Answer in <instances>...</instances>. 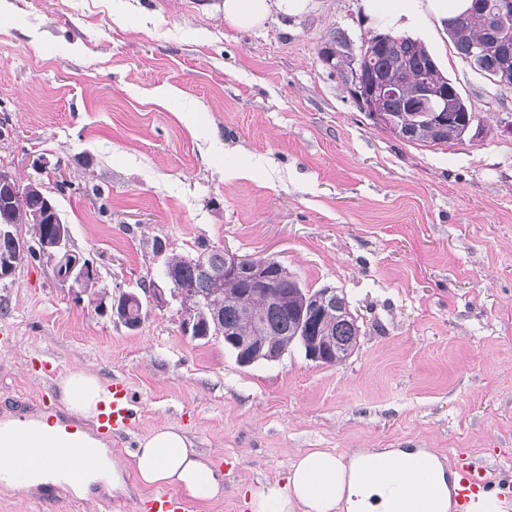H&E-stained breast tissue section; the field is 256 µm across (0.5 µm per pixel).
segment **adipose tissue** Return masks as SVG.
<instances>
[{
    "label": "adipose tissue",
    "mask_w": 512,
    "mask_h": 512,
    "mask_svg": "<svg viewBox=\"0 0 512 512\" xmlns=\"http://www.w3.org/2000/svg\"><path fill=\"white\" fill-rule=\"evenodd\" d=\"M469 0H368L366 7L376 13L389 9L393 19L428 16L445 19L464 11ZM308 0H224V18L240 27L261 25L271 14L296 17L306 12ZM58 395L67 416L76 420L95 417L111 392L95 372L71 370L60 378ZM41 434L48 447L77 446L100 458L89 469L75 492L88 493L98 486L110 493L123 489L122 470L106 456L102 439L80 434L71 439L60 424L47 417L10 416L0 420V467L11 463L18 452V438L30 431ZM422 450L385 448L345 460L335 451L310 448L290 464L287 481L251 494L252 512H396L395 503L409 494L405 485L392 484L396 475L411 472L422 458ZM137 481L145 487L167 485L184 491L199 502L224 496V479L208 457L199 454L181 428L164 426L142 437L131 455Z\"/></svg>",
    "instance_id": "1"
}]
</instances>
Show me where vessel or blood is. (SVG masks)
<instances>
[{"mask_svg": "<svg viewBox=\"0 0 512 512\" xmlns=\"http://www.w3.org/2000/svg\"><path fill=\"white\" fill-rule=\"evenodd\" d=\"M136 413L131 408L123 383L112 385V398L97 417L99 435L119 438L131 427ZM25 450L0 475L15 481H25L44 467V459L55 456V471L61 481L74 482L80 479L84 470L96 466L95 457L85 455L75 448L64 449L53 454L51 449L41 447L37 436H30L24 442ZM448 489L453 501V512H474V506L490 490L489 470L478 459L460 454L448 476ZM139 512H196L195 503L181 493L161 490L147 500L138 502Z\"/></svg>", "mask_w": 512, "mask_h": 512, "instance_id": "1", "label": "vessel or blood"}]
</instances>
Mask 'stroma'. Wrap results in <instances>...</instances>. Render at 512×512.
<instances>
[{"instance_id":"35a3bbf8","label":"stroma","mask_w":512,"mask_h":512,"mask_svg":"<svg viewBox=\"0 0 512 512\" xmlns=\"http://www.w3.org/2000/svg\"><path fill=\"white\" fill-rule=\"evenodd\" d=\"M376 25L364 0L250 29L224 0H0V168L55 197L102 286L138 293L165 256L225 246L342 291L361 329L337 365L293 348L242 367L182 335L177 304L130 329L27 261L0 282V416L53 411L77 366L123 380L136 419L113 455L182 428L224 475L198 512H248L310 448L464 452L512 478V93L444 21L404 26L483 121L455 145L396 140L317 58L331 28Z\"/></svg>"}]
</instances>
